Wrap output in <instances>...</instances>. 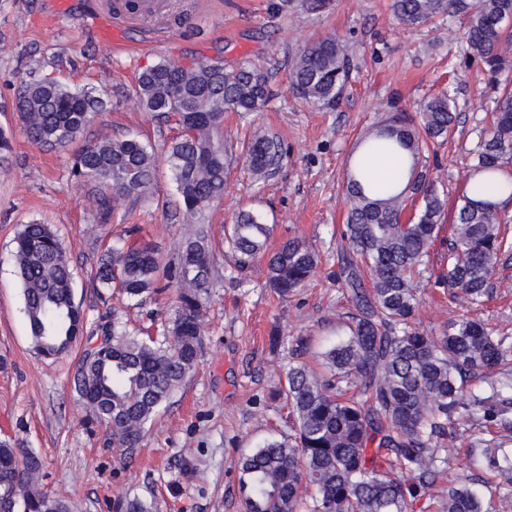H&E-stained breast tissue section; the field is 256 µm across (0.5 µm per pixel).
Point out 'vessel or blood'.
Instances as JSON below:
<instances>
[{"instance_id": "b4317fda", "label": "vessel or blood", "mask_w": 512, "mask_h": 512, "mask_svg": "<svg viewBox=\"0 0 512 512\" xmlns=\"http://www.w3.org/2000/svg\"><path fill=\"white\" fill-rule=\"evenodd\" d=\"M178 5L179 0H93L87 16L99 38L121 50L127 46V19L157 23Z\"/></svg>"}]
</instances>
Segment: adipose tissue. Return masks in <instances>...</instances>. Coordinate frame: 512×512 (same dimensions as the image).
<instances>
[{
    "mask_svg": "<svg viewBox=\"0 0 512 512\" xmlns=\"http://www.w3.org/2000/svg\"><path fill=\"white\" fill-rule=\"evenodd\" d=\"M410 158L407 153L386 150H358L353 155L356 176L368 195L382 197L386 188L403 189L409 179Z\"/></svg>",
    "mask_w": 512,
    "mask_h": 512,
    "instance_id": "ef3b65f1",
    "label": "adipose tissue"
}]
</instances>
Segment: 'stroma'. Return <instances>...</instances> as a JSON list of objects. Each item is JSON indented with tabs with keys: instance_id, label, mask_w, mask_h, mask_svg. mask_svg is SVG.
<instances>
[{
	"instance_id": "35a3bbf8",
	"label": "stroma",
	"mask_w": 512,
	"mask_h": 512,
	"mask_svg": "<svg viewBox=\"0 0 512 512\" xmlns=\"http://www.w3.org/2000/svg\"><path fill=\"white\" fill-rule=\"evenodd\" d=\"M187 0L170 14L164 36L117 51L99 40L81 5L52 15L51 0H0V129L14 149L0 161V439L12 437L43 459L46 489L68 499L72 512H117L119 502L139 497L156 512H241L239 458L270 438L292 435L288 409L276 390L292 360L293 337L309 339L305 362L321 368L322 352L343 338L353 307L337 279L340 227L346 220L349 159L364 132L392 114H417L425 99L448 91L456 102L447 142L432 146L430 165L456 204L479 141L491 126L497 94L482 65L465 56L462 17L415 28L398 25L392 0ZM339 39L352 70L334 107L298 99L289 70L307 43ZM164 59L185 64L251 62L268 78L270 99L260 111L224 115L221 137L240 145L246 133L265 129L282 144L283 158L265 182L255 183L242 155H235L224 194L208 210L204 229L214 253L215 276L204 308L205 348L196 371L163 405L139 448L125 458L90 424L74 386L79 358L37 355L30 343L16 277L13 238L36 220L58 233L71 260L75 299L91 325L117 313L130 325L168 317L176 289L157 302L116 301L93 279L98 257L126 238L131 225L151 241L164 261H176L192 232L178 207L167 173L138 197L100 202L95 187L75 180L72 148L31 143L15 109L25 82L52 75L63 83L100 90L107 107L79 137L135 135L163 155L177 135L174 122L138 108V74ZM242 210L257 212L273 227L270 248L305 239L320 257L315 276L288 300L266 285L263 261L239 270L224 249V230ZM420 305L414 324L437 334L463 315L480 317L512 350V252L496 267L495 287L480 303L448 299L426 275L416 276ZM281 336L278 346L270 334ZM512 451V431L501 426H459L448 441V464L437 483L473 478L489 512H512V490L482 466L479 448Z\"/></svg>"
}]
</instances>
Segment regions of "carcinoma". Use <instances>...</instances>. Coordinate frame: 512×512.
<instances>
[{
	"label": "carcinoma",
	"instance_id": "carcinoma-1",
	"mask_svg": "<svg viewBox=\"0 0 512 512\" xmlns=\"http://www.w3.org/2000/svg\"><path fill=\"white\" fill-rule=\"evenodd\" d=\"M396 21L417 27L450 13L465 17L461 42L491 79L506 87L495 101L493 124L481 139L471 173L494 176L512 163V0H393ZM350 60L336 38L302 48L290 69V85L315 106L336 103ZM20 113L28 139L65 148L85 127L88 110L105 102L96 89L41 78L27 83ZM268 102L266 77L245 64L225 68L197 62L186 68L162 60L141 71L134 103L146 112L172 116L191 134L176 136L164 162L186 219L197 223L224 193L233 154L218 138L226 112H258ZM456 119L446 93L429 98L417 122L394 114L367 130L412 159L408 186L372 198L347 177L349 208L340 235L342 287L356 313L348 334L322 354L325 373L300 361L308 338L292 342V362L279 394L295 436L274 439L242 456L244 512H410L436 486L438 455L461 423L491 422L512 407V378L489 396L467 387L506 361L504 341L480 321L461 317L439 335L414 327L419 306L414 273L426 265L448 209V194L426 164L428 141L445 138ZM281 144L255 129L247 164L253 180L265 181L279 166ZM73 176L115 197L141 195L156 179L154 149L135 137L105 138L73 153ZM416 215L401 222L407 205ZM272 227L251 211L240 212L225 236L241 270L266 261V282L286 299L315 273L318 255L302 239L268 249ZM512 247L502 233L501 209L493 202L460 197L448 239V255L435 283L473 300L493 288L501 252ZM31 345L45 358L69 352L84 335L86 320L73 294V272L57 234L46 224H24L14 238ZM215 275L212 250L202 231L189 234L180 258L163 263L155 247L134 242L101 255L96 278L130 300L179 290L178 305L158 336L129 333L117 317L98 326L102 345L85 347L74 378L93 420L105 426L113 446L133 455L145 426L194 370L204 349L202 293ZM486 468L512 485V454L487 446ZM41 456L9 439L0 440V512H70L68 502L40 483ZM438 512H486L483 497L467 479L438 491Z\"/></svg>",
	"mask_w": 512,
	"mask_h": 512
}]
</instances>
